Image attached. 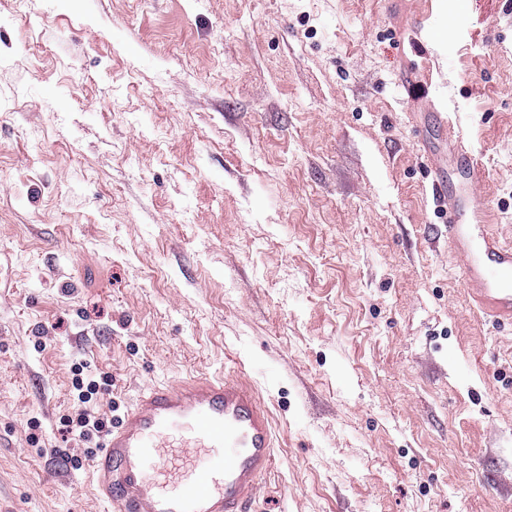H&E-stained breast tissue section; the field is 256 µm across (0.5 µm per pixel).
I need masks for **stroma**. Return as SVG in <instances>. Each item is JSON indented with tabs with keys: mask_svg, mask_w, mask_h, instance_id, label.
<instances>
[{
	"mask_svg": "<svg viewBox=\"0 0 512 512\" xmlns=\"http://www.w3.org/2000/svg\"><path fill=\"white\" fill-rule=\"evenodd\" d=\"M452 132L512 243V0H0V512H103L79 363L104 418L251 381V512H512V325L431 193Z\"/></svg>",
	"mask_w": 512,
	"mask_h": 512,
	"instance_id": "1",
	"label": "stroma"
}]
</instances>
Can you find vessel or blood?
<instances>
[{
  "instance_id": "1",
  "label": "vessel or blood",
  "mask_w": 512,
  "mask_h": 512,
  "mask_svg": "<svg viewBox=\"0 0 512 512\" xmlns=\"http://www.w3.org/2000/svg\"><path fill=\"white\" fill-rule=\"evenodd\" d=\"M453 177L436 175L448 245L482 314L512 322V244L491 231L492 212L470 189L483 169L449 136ZM270 414L233 376L152 386L109 431L90 461L106 512H248L273 460Z\"/></svg>"
}]
</instances>
